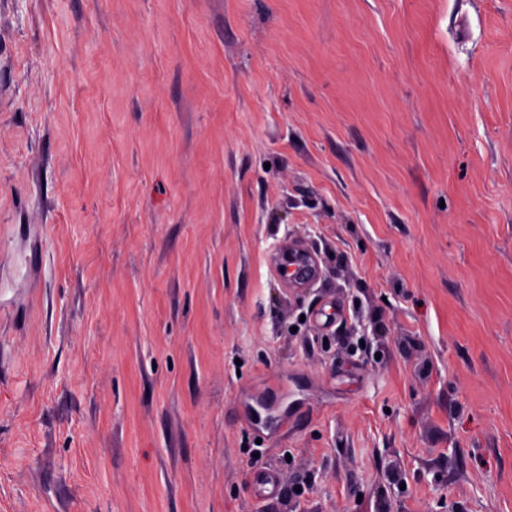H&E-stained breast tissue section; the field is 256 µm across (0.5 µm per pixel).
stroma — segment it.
I'll use <instances>...</instances> for the list:
<instances>
[{"label": "stroma", "instance_id": "1", "mask_svg": "<svg viewBox=\"0 0 512 512\" xmlns=\"http://www.w3.org/2000/svg\"><path fill=\"white\" fill-rule=\"evenodd\" d=\"M0 512H512V0H0ZM288 258L292 260L295 266L293 271V280L295 283L301 284L312 278L316 273V263L312 256L305 251L300 245L288 242L284 245Z\"/></svg>", "mask_w": 512, "mask_h": 512}]
</instances>
